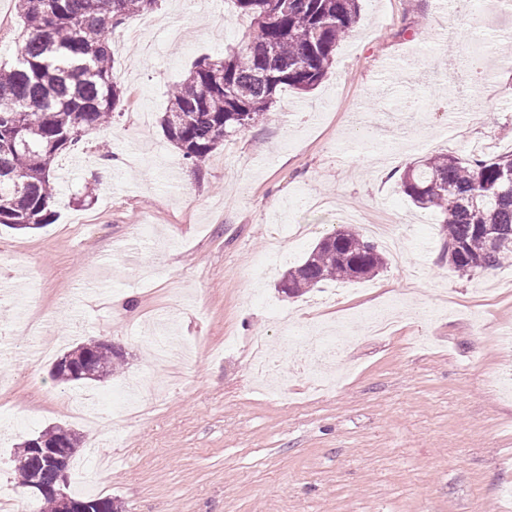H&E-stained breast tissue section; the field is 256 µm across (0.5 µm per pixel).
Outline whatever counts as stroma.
<instances>
[{
    "mask_svg": "<svg viewBox=\"0 0 512 512\" xmlns=\"http://www.w3.org/2000/svg\"><path fill=\"white\" fill-rule=\"evenodd\" d=\"M363 0L353 37L321 84L283 91L267 119L190 168L159 119L170 88L202 57H222L246 27L231 0H159L154 51L112 44L124 89L112 125L56 163L55 221L0 227V486L12 457L51 425L76 427L111 457L94 493L123 512H503L512 489V265L464 275L448 264L437 213L416 208L399 177L415 159L512 150V0ZM466 32L500 38L480 82L434 58ZM115 162L99 181L98 146ZM193 171V186L170 174ZM97 181L93 201L80 190ZM389 210L400 261L298 298L277 283L327 233L337 212ZM291 224L312 225L303 240ZM279 240L266 272L255 260ZM172 314L191 347L173 367L144 323ZM311 323L341 325L331 374L295 342ZM276 355L283 402L255 382L247 350ZM123 351L110 379L72 385L52 365L78 343ZM109 400L99 425L66 403Z\"/></svg>",
    "mask_w": 512,
    "mask_h": 512,
    "instance_id": "stroma-1",
    "label": "stroma"
}]
</instances>
